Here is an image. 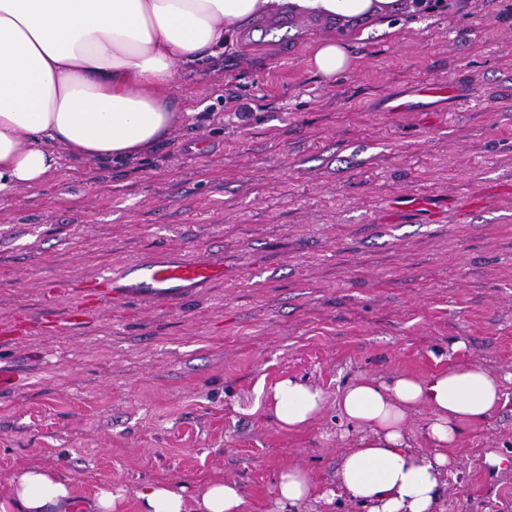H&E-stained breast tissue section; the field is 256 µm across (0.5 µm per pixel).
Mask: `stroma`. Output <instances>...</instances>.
Here are the masks:
<instances>
[{
    "mask_svg": "<svg viewBox=\"0 0 512 512\" xmlns=\"http://www.w3.org/2000/svg\"><path fill=\"white\" fill-rule=\"evenodd\" d=\"M356 35L351 66L309 64L329 22L259 17L175 75L183 117L145 154L62 155L0 196V494L21 470L80 500L156 481L186 497L236 481L244 512H365L339 492L360 430L336 398L360 378L426 379L479 365L498 409L464 423L440 512H512V0H444ZM441 81L444 96L421 90ZM438 203L432 221L397 196ZM204 254L223 279L184 300L100 297L101 277L155 255ZM82 306L83 323L41 328ZM321 412L274 415L285 379ZM503 457L490 467L488 452ZM296 467L310 498L277 502ZM335 491L332 500L324 499ZM274 414L288 428H300L318 414L324 403L321 389L291 379L276 384Z\"/></svg>",
    "mask_w": 512,
    "mask_h": 512,
    "instance_id": "stroma-1",
    "label": "stroma"
}]
</instances>
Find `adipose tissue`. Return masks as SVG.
<instances>
[{
  "instance_id": "ef3b65f1",
  "label": "adipose tissue",
  "mask_w": 512,
  "mask_h": 512,
  "mask_svg": "<svg viewBox=\"0 0 512 512\" xmlns=\"http://www.w3.org/2000/svg\"><path fill=\"white\" fill-rule=\"evenodd\" d=\"M399 0H0V196L44 180L54 147L88 161L124 159L164 139L180 114L178 69L223 52L251 20L288 14L332 21L313 67L331 77L351 64L348 39L360 25L385 31ZM501 381L483 367L448 370L427 380H362L337 404L361 428L338 473L342 491L368 512H435L447 450L464 422H481L501 401ZM274 414L299 428L318 414L321 389L276 384ZM431 413L427 436L437 451H414L406 432L415 406ZM139 512H243L240 486L214 480L194 499L170 482L137 492ZM72 486L29 468L11 481L8 512H75Z\"/></svg>"
}]
</instances>
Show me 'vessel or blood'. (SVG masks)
<instances>
[{
  "instance_id": "vessel-or-blood-1",
  "label": "vessel or blood",
  "mask_w": 512,
  "mask_h": 512,
  "mask_svg": "<svg viewBox=\"0 0 512 512\" xmlns=\"http://www.w3.org/2000/svg\"><path fill=\"white\" fill-rule=\"evenodd\" d=\"M223 267L204 255L176 258L159 255L123 271L119 278L106 280L105 288H121L123 296H157L170 300L185 288L223 278Z\"/></svg>"
}]
</instances>
